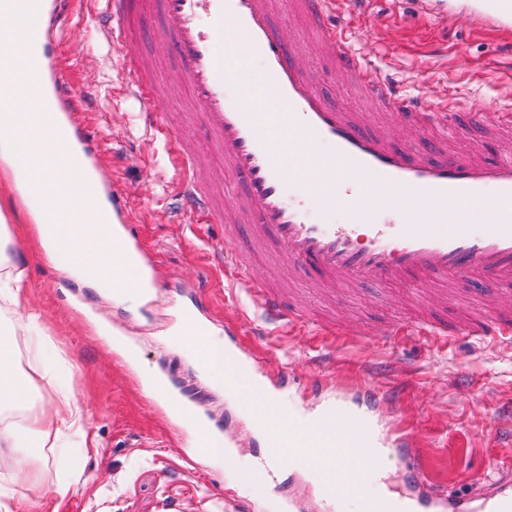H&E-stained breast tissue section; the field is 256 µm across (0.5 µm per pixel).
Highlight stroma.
Masks as SVG:
<instances>
[{
    "mask_svg": "<svg viewBox=\"0 0 512 512\" xmlns=\"http://www.w3.org/2000/svg\"><path fill=\"white\" fill-rule=\"evenodd\" d=\"M473 0H374L367 10L345 7L339 21L349 25L356 49L390 74L405 93L458 98L487 112L512 105V23L478 24ZM140 50L150 57L165 91L168 111L181 113L183 139L200 160L199 179L223 168L205 128L195 119L186 88L174 81L175 60L159 37L156 0L143 15ZM303 61L319 78L322 93L368 125L382 126L392 138L407 137L395 115L385 112L339 70L319 56L305 21L290 17ZM62 57L75 61L82 91L75 118L100 139L103 178L128 195L139 247L154 276L151 302L126 312L106 291L83 288L60 278L39 257L21 226L27 211L12 193L0 190V216L13 235L8 253L24 272L23 297L43 314L44 344L72 376V392L89 414L85 438L69 449L39 440L31 450L33 488L15 484L0 468V500L11 512H272L267 498L236 485L224 468L198 461L191 437L178 430L165 410L144 394L137 369L163 376L205 419L225 434L240 455L254 457L265 445L247 429L236 407L203 380L190 348L174 329L183 309H196L220 337L237 336L250 364L268 387L287 383L286 394L312 411L333 403L359 408L387 443L393 414L405 417L440 477L461 494L487 489L512 477V452L500 445L503 418L512 408V349L479 338L441 344L426 338H390L393 323L427 309L432 316L460 318L472 304H493L495 291L479 289L470 278L447 285L452 299L440 301L441 281L426 282V307H419L410 280L360 282L328 299L307 266L282 269L273 242H259L247 224L237 225L234 244L252 258L258 278L290 280L283 294L295 305L336 322H355L357 341L328 346L318 335H257L256 310L234 284L217 254L225 247L221 224L190 223L176 204L177 177L168 166L163 139L148 132L149 115L120 95L116 53L90 16L74 19L60 39ZM98 320L118 331L138 352L137 368L110 349L90 326ZM322 377L327 387L310 393ZM372 387L376 403L362 404L359 384ZM78 475L77 490L62 503L50 496L63 475ZM283 497L292 512H336L313 490L309 472L281 473Z\"/></svg>",
    "mask_w": 512,
    "mask_h": 512,
    "instance_id": "stroma-1",
    "label": "stroma"
}]
</instances>
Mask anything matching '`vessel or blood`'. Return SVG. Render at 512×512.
I'll return each mask as SVG.
<instances>
[{
  "label": "vessel or blood",
  "instance_id": "1",
  "mask_svg": "<svg viewBox=\"0 0 512 512\" xmlns=\"http://www.w3.org/2000/svg\"><path fill=\"white\" fill-rule=\"evenodd\" d=\"M10 2L15 12L30 11L38 19L0 38L18 62L12 78L0 84V96L42 113L49 160L67 171L71 185L48 216L55 224L67 223L74 211L86 223L107 220L114 226L113 243L131 251L137 243L124 196L97 176L95 136L71 117L80 90L57 53L64 21L87 0ZM105 2L102 25L110 47L120 53V89L152 110L155 133L170 141L190 221L243 223L256 234L272 233L288 260L315 268L331 290L357 281L425 282L479 273L498 290L493 309L452 322L426 316L394 327L393 334L444 342L489 338L512 347V153L490 161L470 147L447 154L440 142L418 136L401 143L346 112L325 98L276 8L304 15L320 48L344 74L410 126L424 122L457 139L481 126L495 137L512 133L511 111L475 112L445 100L427 106L421 97L396 92L388 76L351 47L345 24L334 21L336 0H158L162 34L171 38L179 63L175 78L188 88L196 115L234 180L236 198L228 205L216 180L197 179V159L182 144L183 127L164 111L149 64L136 49L140 0ZM252 63L261 70L262 101L278 111L276 126H269L267 113L255 111L234 85L237 72ZM340 211L347 217L342 224L336 221ZM219 258L264 327L301 334L318 326L337 341L353 335L349 324L320 326L286 303L279 288L253 276L237 249L225 248ZM392 434L409 494L375 496L372 477L384 468V459L367 420L342 405L317 421L289 419L258 460L261 487L275 489L284 465L319 470V456H303L292 445L306 438L330 450L336 477L325 485L327 496L356 497L359 512H512L507 482L479 494L444 491L429 479L412 434L397 426Z\"/></svg>",
  "mask_w": 512,
  "mask_h": 512
}]
</instances>
